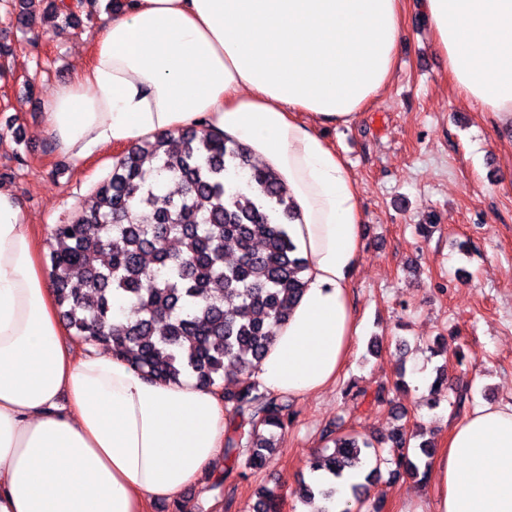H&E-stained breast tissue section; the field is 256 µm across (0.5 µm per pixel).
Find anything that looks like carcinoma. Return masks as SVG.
<instances>
[{
	"label": "carcinoma",
	"mask_w": 512,
	"mask_h": 512,
	"mask_svg": "<svg viewBox=\"0 0 512 512\" xmlns=\"http://www.w3.org/2000/svg\"><path fill=\"white\" fill-rule=\"evenodd\" d=\"M36 20L78 21L85 2L17 0ZM177 180L178 196L160 195L142 179L144 166ZM247 177L248 189L230 182ZM293 200L280 178L251 163L235 140L187 129L158 134L130 147L96 189V203L51 230L50 262L57 303L68 329L120 356L144 375L172 381L182 375L203 387L224 383V477H247L265 465L290 419V404L256 382L224 380V361L251 373L266 352L274 327L305 284L304 260L288 234ZM237 259L224 264L226 246ZM130 301L127 323H112L115 298ZM420 431L401 428L387 438L393 463L413 477L429 466L434 443L412 441ZM333 444L310 467L333 478L380 449L357 432L323 431ZM335 488H300L304 505L330 501ZM281 496L264 487L254 512H280Z\"/></svg>",
	"instance_id": "1"
}]
</instances>
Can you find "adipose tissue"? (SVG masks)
Instances as JSON below:
<instances>
[{
    "mask_svg": "<svg viewBox=\"0 0 512 512\" xmlns=\"http://www.w3.org/2000/svg\"><path fill=\"white\" fill-rule=\"evenodd\" d=\"M402 0H125L88 64L44 100L57 149L81 161L195 127L282 177L304 291L252 378L303 398L333 387L360 325L351 283L364 212L322 136L389 86ZM448 78L512 125V0H424ZM223 390L145 377L69 340L20 200L0 186V512H146L216 468ZM433 512H512V403L476 406L431 459Z\"/></svg>",
    "mask_w": 512,
    "mask_h": 512,
    "instance_id": "1",
    "label": "adipose tissue"
}]
</instances>
